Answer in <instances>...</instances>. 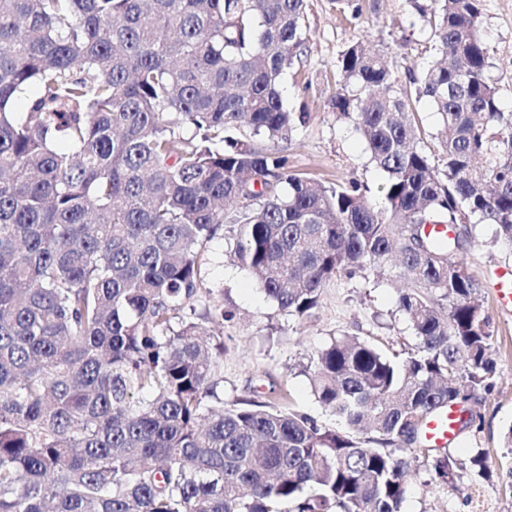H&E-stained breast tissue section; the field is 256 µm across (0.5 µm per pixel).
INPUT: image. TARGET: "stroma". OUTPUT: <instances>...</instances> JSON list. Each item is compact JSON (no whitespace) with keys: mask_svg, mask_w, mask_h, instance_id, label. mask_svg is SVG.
Wrapping results in <instances>:
<instances>
[{"mask_svg":"<svg viewBox=\"0 0 512 512\" xmlns=\"http://www.w3.org/2000/svg\"><path fill=\"white\" fill-rule=\"evenodd\" d=\"M374 1L379 4L375 10L370 7ZM362 4V17L354 19L340 11L336 0H306L304 55L289 69L281 91L288 108L308 112L309 119L283 149L289 171L326 187L354 179L367 185L376 199L386 176L370 162L352 123L338 118L331 107L342 84L338 56L347 45L364 44L379 52L393 77L402 82L407 73H421L433 61L434 50L430 30L415 24L408 0ZM481 8L491 47L489 75L502 107L512 109V0H482ZM232 230L231 224H221L208 243L211 262L195 302L200 310L224 308L234 313L232 321L219 327L225 401L270 399L267 382L273 377L286 385L299 410L335 425V417L313 395L303 368L311 352L341 334L383 349L410 340L409 326L396 310L397 281L358 275L331 282L312 314L299 319L265 297L247 268L230 257L227 242ZM476 236L466 263L483 285L480 299L495 327L496 385L471 404L482 416L481 431L464 433L450 450L465 458L472 449H483L489 477L476 486L464 480L450 488L436 485L431 468L417 466L404 512H512V447L505 441L512 427V313L501 309L494 288L497 272L512 269V248L495 242L491 225H478Z\"/></svg>","mask_w":512,"mask_h":512,"instance_id":"1","label":"stroma"}]
</instances>
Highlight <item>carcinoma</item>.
Segmentation results:
<instances>
[{
	"mask_svg": "<svg viewBox=\"0 0 512 512\" xmlns=\"http://www.w3.org/2000/svg\"><path fill=\"white\" fill-rule=\"evenodd\" d=\"M410 6L436 58L409 86L361 44L339 56L332 108L388 175L375 201L279 148L308 119L280 93L305 0H0V512H403L422 451L439 485L483 476V450L429 448L424 429L495 384L464 258L474 219L512 245V110L481 0ZM226 205L231 253L292 316L333 280L407 276L412 340L334 336L304 367L341 426L274 381V403L224 404L208 324L233 313L193 302ZM417 112H419V117L422 122L423 127V141L425 145V149L428 152L432 163L439 168L442 167L440 156L441 151L438 143V132L442 129V119L441 116L434 112L431 108L425 105L424 102H420L417 104Z\"/></svg>",
	"mask_w": 512,
	"mask_h": 512,
	"instance_id": "1",
	"label": "carcinoma"
}]
</instances>
